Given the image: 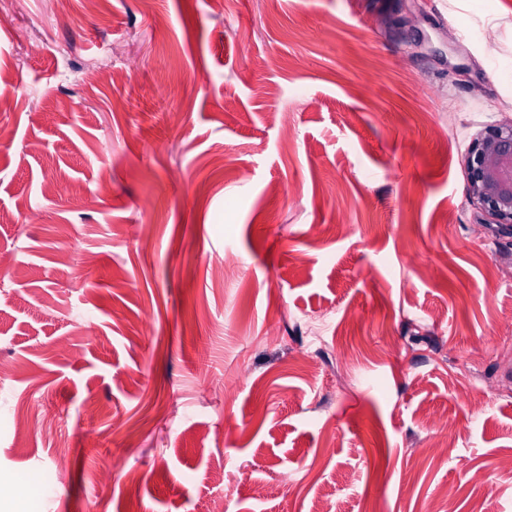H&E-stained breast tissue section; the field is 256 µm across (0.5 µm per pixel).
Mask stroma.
<instances>
[{"instance_id": "1", "label": "stroma", "mask_w": 512, "mask_h": 512, "mask_svg": "<svg viewBox=\"0 0 512 512\" xmlns=\"http://www.w3.org/2000/svg\"><path fill=\"white\" fill-rule=\"evenodd\" d=\"M380 5L0 0V512H512V235L465 172L512 0Z\"/></svg>"}]
</instances>
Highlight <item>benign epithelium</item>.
I'll return each instance as SVG.
<instances>
[{
	"mask_svg": "<svg viewBox=\"0 0 512 512\" xmlns=\"http://www.w3.org/2000/svg\"><path fill=\"white\" fill-rule=\"evenodd\" d=\"M383 0L392 29L401 32L406 2ZM466 169L468 192L494 223L512 229V121L489 125L473 140Z\"/></svg>",
	"mask_w": 512,
	"mask_h": 512,
	"instance_id": "benign-epithelium-1",
	"label": "benign epithelium"
}]
</instances>
